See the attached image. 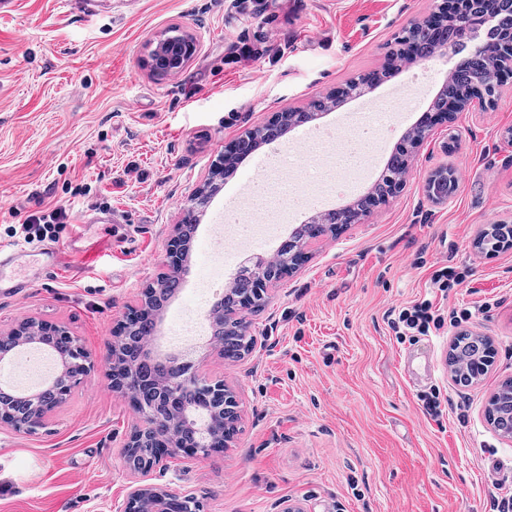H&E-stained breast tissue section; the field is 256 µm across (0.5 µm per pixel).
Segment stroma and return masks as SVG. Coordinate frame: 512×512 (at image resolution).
I'll list each match as a JSON object with an SVG mask.
<instances>
[{"label":"stroma","mask_w":512,"mask_h":512,"mask_svg":"<svg viewBox=\"0 0 512 512\" xmlns=\"http://www.w3.org/2000/svg\"><path fill=\"white\" fill-rule=\"evenodd\" d=\"M434 0H101L85 20L70 0H15L0 13V243H22L29 216L66 212L56 244L101 242L96 262L67 258L62 274L17 296L0 295V331L22 321L62 326L95 365L34 434L0 427V512H123L131 483L202 500L204 512H489L498 491L484 470L512 473V439L486 420L491 395L512 378V248L478 249L492 224L512 225V79L490 107L431 126L402 185L360 223L307 246V262L269 284L263 310L248 314L255 342L242 359L209 345L201 296L222 294L237 263L271 257L313 210L366 195L459 60L435 55L340 112L387 104L394 114L371 136L337 125L338 112L308 123L328 151L322 171L291 148L294 134L264 144L261 184L295 173L312 180L275 210L265 229L225 225L241 178L211 200L177 297L161 313L154 348L179 344L194 317L198 373L235 394L240 416L229 447L167 467L130 470L123 445L139 418L110 388L104 361L125 314L167 270V245L224 149L272 113L300 107L382 66L395 36L427 16ZM177 26L197 37L184 68L143 67L146 43ZM460 181L442 204L425 191L434 170ZM116 211V224L75 222L78 209ZM469 282L441 297L442 267ZM428 298L472 309L463 328L398 339L391 306ZM495 300L489 311L484 301ZM487 338L494 357L473 384L448 375L459 330ZM429 352L433 380L411 386L402 356ZM439 386L450 403L425 414L421 392ZM465 405L457 416L454 405Z\"/></svg>","instance_id":"stroma-1"}]
</instances>
